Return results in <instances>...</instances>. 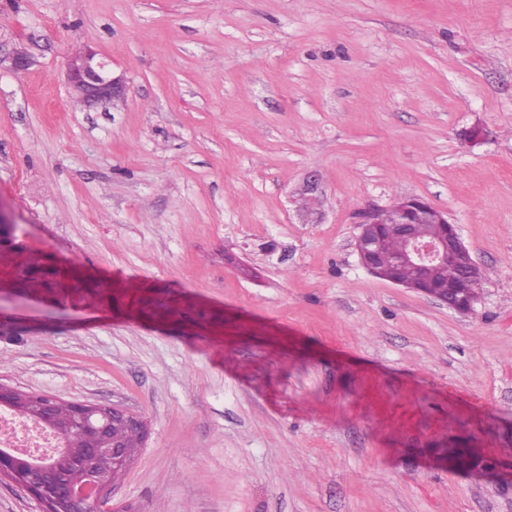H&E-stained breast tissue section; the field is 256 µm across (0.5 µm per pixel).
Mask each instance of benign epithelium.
<instances>
[{
  "mask_svg": "<svg viewBox=\"0 0 512 512\" xmlns=\"http://www.w3.org/2000/svg\"><path fill=\"white\" fill-rule=\"evenodd\" d=\"M67 83L86 106L115 105L126 98L127 82L124 76H114L108 63L98 58L96 50L87 47L67 62ZM422 224H437L440 233L433 237L421 234ZM397 228L401 232L403 248L383 262L387 256L385 230ZM356 250L361 265L376 277L394 285L410 288L449 309L467 315L475 312L479 297L473 296L458 284L433 286L428 273L435 267H453L465 275H479L481 268L463 243L458 226L448 220V213L419 196L398 199L383 208L364 212L359 222ZM409 267L416 272L415 281H403L398 271ZM80 426V436L85 439H103L110 426L122 423L145 437V423L137 413L114 405L73 402ZM141 444L131 446L118 435L112 436V460L127 468ZM83 467L82 477L76 482L62 484L48 473L59 467ZM0 477L22 486L37 501L40 512H110V502L115 485L103 480L89 467L82 466L69 441H64L54 461L48 464L37 459L0 452Z\"/></svg>",
  "mask_w": 512,
  "mask_h": 512,
  "instance_id": "7a95c632",
  "label": "benign epithelium"
}]
</instances>
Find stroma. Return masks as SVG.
<instances>
[{
	"mask_svg": "<svg viewBox=\"0 0 512 512\" xmlns=\"http://www.w3.org/2000/svg\"><path fill=\"white\" fill-rule=\"evenodd\" d=\"M406 196L475 314L361 266ZM0 211V383L143 418L115 512H512V0H0ZM98 55L90 47L72 55L67 62V83L84 105L114 108L126 98L127 82L123 75H112Z\"/></svg>",
	"mask_w": 512,
	"mask_h": 512,
	"instance_id": "1",
	"label": "stroma"
}]
</instances>
